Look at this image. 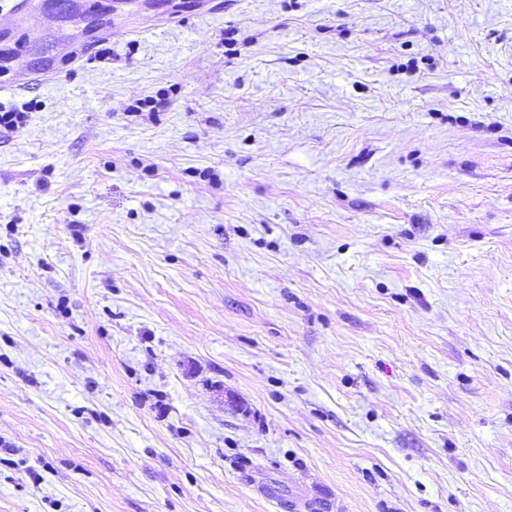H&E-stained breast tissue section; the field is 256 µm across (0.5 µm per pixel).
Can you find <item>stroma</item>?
<instances>
[{"label":"stroma","instance_id":"stroma-1","mask_svg":"<svg viewBox=\"0 0 512 512\" xmlns=\"http://www.w3.org/2000/svg\"><path fill=\"white\" fill-rule=\"evenodd\" d=\"M18 2L0 512H512V0Z\"/></svg>","mask_w":512,"mask_h":512}]
</instances>
